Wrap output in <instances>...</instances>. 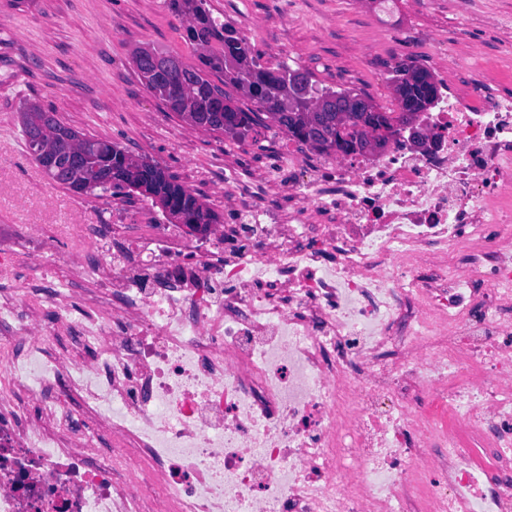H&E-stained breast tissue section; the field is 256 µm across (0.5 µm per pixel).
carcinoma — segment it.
<instances>
[{"label":"carcinoma","mask_w":512,"mask_h":512,"mask_svg":"<svg viewBox=\"0 0 512 512\" xmlns=\"http://www.w3.org/2000/svg\"><path fill=\"white\" fill-rule=\"evenodd\" d=\"M166 5L184 24L186 40L203 50L200 65L191 67L178 54L161 52L165 68L157 71L149 51L143 47L135 50L133 61L147 87L171 111L195 126L224 131V113L218 111L214 98L222 97L228 102L231 98L210 80L212 73L224 75V82L233 85L258 108L256 112L234 108L238 123L231 134L241 141L266 116L288 136L305 143L302 129L323 120V116L312 114L313 100L360 97L358 93L319 88L310 74L300 68L263 67L247 38L213 16L208 0H166ZM297 79L312 90V95L302 102L292 100L288 93ZM372 108L386 132L381 140L383 145L394 124L407 123L411 117L405 112L393 116L375 104ZM21 126L31 158L54 181L76 192L98 191L115 197L137 191L181 224L216 222L213 211L198 196L145 154L136 155L110 141L84 136L62 123L55 113L46 112L33 102L24 104Z\"/></svg>","instance_id":"carcinoma-1"}]
</instances>
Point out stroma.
Wrapping results in <instances>:
<instances>
[{"instance_id": "35a3bbf8", "label": "stroma", "mask_w": 512, "mask_h": 512, "mask_svg": "<svg viewBox=\"0 0 512 512\" xmlns=\"http://www.w3.org/2000/svg\"><path fill=\"white\" fill-rule=\"evenodd\" d=\"M292 0H210L213 13L235 29L251 22L249 42L262 65L308 70L318 86L339 88L353 79L357 93L377 105L394 100L393 71L410 57L407 44L447 32L466 35L459 53L486 54L497 87L512 94V57L497 55L496 16L512 13V0H482L470 18L453 14L448 0H396L391 11L369 9L366 0H302L305 20L290 17ZM152 47L178 53L198 65L200 51L186 43L164 0H0V224H106L112 207L139 223L162 213L149 198L95 197L67 189L27 154L20 135L23 102L39 103L67 126L126 150L149 156L232 223L224 203L222 155L247 181L269 167L288 136L272 138L255 127L245 142L193 126L171 112L140 78L134 51ZM11 278L28 302L52 318L50 280L31 256L20 257Z\"/></svg>"}]
</instances>
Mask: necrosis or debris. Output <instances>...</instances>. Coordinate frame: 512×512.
Segmentation results:
<instances>
[{
    "instance_id": "obj_1",
    "label": "necrosis or debris",
    "mask_w": 512,
    "mask_h": 512,
    "mask_svg": "<svg viewBox=\"0 0 512 512\" xmlns=\"http://www.w3.org/2000/svg\"><path fill=\"white\" fill-rule=\"evenodd\" d=\"M410 124L439 147L279 153L284 218L228 184L221 229L70 225L53 322L0 287V512H512V97L474 52Z\"/></svg>"
}]
</instances>
